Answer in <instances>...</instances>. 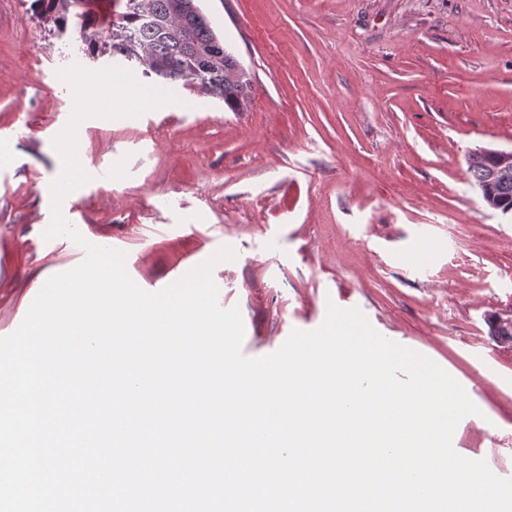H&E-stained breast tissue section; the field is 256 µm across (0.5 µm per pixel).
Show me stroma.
<instances>
[{"instance_id":"1","label":"stroma","mask_w":512,"mask_h":512,"mask_svg":"<svg viewBox=\"0 0 512 512\" xmlns=\"http://www.w3.org/2000/svg\"><path fill=\"white\" fill-rule=\"evenodd\" d=\"M252 76L233 112L189 95L137 117L90 118L78 156L90 182L62 202L92 244L124 252L142 289L220 246L223 308L239 307L242 352H276L329 305L358 309L386 339L451 375L479 412L452 444L512 479V221L487 208L467 156L512 148V0H200ZM96 70L75 25L59 33L23 0H0V337L38 275L79 265L45 240L61 171L54 137L71 91L57 69ZM110 172L100 183L97 174Z\"/></svg>"}]
</instances>
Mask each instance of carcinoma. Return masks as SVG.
Segmentation results:
<instances>
[{"label":"carcinoma","mask_w":512,"mask_h":512,"mask_svg":"<svg viewBox=\"0 0 512 512\" xmlns=\"http://www.w3.org/2000/svg\"><path fill=\"white\" fill-rule=\"evenodd\" d=\"M81 4L82 0H32L30 11L45 27L64 29L69 18H75L94 59L118 56L141 66L147 77L183 81L233 112L247 109L251 76L232 54L224 53L196 0H126L125 11L105 28L87 11L72 12ZM490 167L484 157L468 166L475 186L484 182ZM496 198L502 210L512 212V176L499 184Z\"/></svg>","instance_id":"cac0c4a2"}]
</instances>
